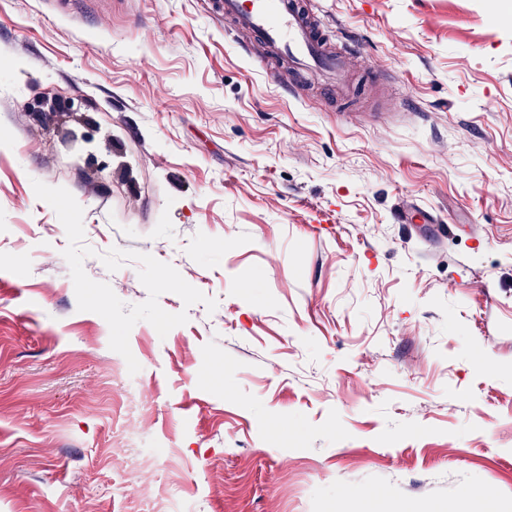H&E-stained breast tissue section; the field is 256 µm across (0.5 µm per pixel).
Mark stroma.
<instances>
[{
	"label": "stroma",
	"instance_id": "1",
	"mask_svg": "<svg viewBox=\"0 0 512 512\" xmlns=\"http://www.w3.org/2000/svg\"><path fill=\"white\" fill-rule=\"evenodd\" d=\"M310 9L0 0V512H512V0ZM214 11L250 36L245 52L255 45L286 56L298 72L323 77L333 83L342 74L343 59L361 53L354 38L345 54L329 52L299 0H214Z\"/></svg>",
	"mask_w": 512,
	"mask_h": 512
}]
</instances>
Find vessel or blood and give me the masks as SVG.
Instances as JSON below:
<instances>
[{
    "label": "vessel or blood",
    "instance_id": "1",
    "mask_svg": "<svg viewBox=\"0 0 512 512\" xmlns=\"http://www.w3.org/2000/svg\"><path fill=\"white\" fill-rule=\"evenodd\" d=\"M214 11L246 31L252 44L286 56L298 72L336 81L344 56L359 54L357 40L344 55L329 52L306 13L302 0H213Z\"/></svg>",
    "mask_w": 512,
    "mask_h": 512
}]
</instances>
